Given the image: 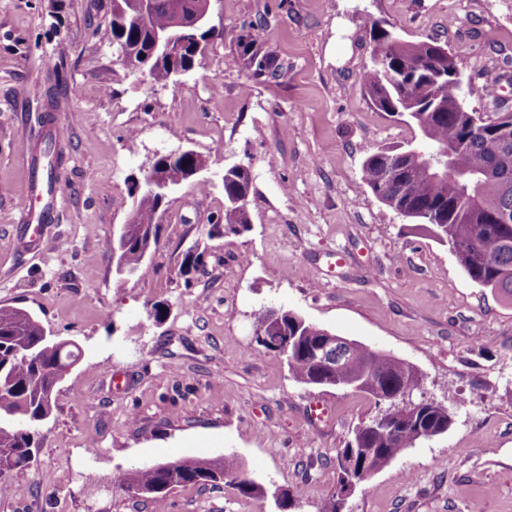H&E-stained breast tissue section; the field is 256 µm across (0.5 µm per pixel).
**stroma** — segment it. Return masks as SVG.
<instances>
[{"label": "stroma", "instance_id": "obj_1", "mask_svg": "<svg viewBox=\"0 0 512 512\" xmlns=\"http://www.w3.org/2000/svg\"><path fill=\"white\" fill-rule=\"evenodd\" d=\"M374 19L409 41L438 39L471 107L489 111L491 80L512 100V0H211L220 37L165 86L118 61L112 0H0V306L29 310L82 351L39 427L36 465L13 473L0 512H155L113 479L222 454L285 489L294 512H318L336 491L337 449L375 404L294 381L259 348L264 307L410 363L423 378L415 398L452 418L357 487L343 512H512V301L472 282L362 180L369 153L420 139L365 92ZM250 24L287 62L280 83L239 66ZM47 108L67 129L58 216L42 228L50 248L24 252L26 148L45 144L36 117ZM175 150L207 160L208 186L169 197L144 274L116 284L112 238L132 210L129 188ZM234 165L251 175L250 224L237 235L211 227ZM195 245L205 265L181 276ZM157 302L169 307L160 324L148 317ZM165 512L277 509L208 486L174 490Z\"/></svg>", "mask_w": 512, "mask_h": 512}]
</instances>
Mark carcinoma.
<instances>
[{
	"instance_id": "cac0c4a2",
	"label": "carcinoma",
	"mask_w": 512,
	"mask_h": 512,
	"mask_svg": "<svg viewBox=\"0 0 512 512\" xmlns=\"http://www.w3.org/2000/svg\"><path fill=\"white\" fill-rule=\"evenodd\" d=\"M203 0H155L149 22L141 24L114 7L112 34L130 47L137 63L144 62L150 79L167 85L172 70L192 69L198 55L187 48L173 58L153 57L156 31L176 32V17L195 14ZM375 47L364 74L366 93L383 112L406 114L420 129L424 145L404 150L384 149L366 157L363 181L391 210L435 228L459 265L474 282L512 298V223L490 224L488 218H512V132L499 135V118H485L467 106L455 57L435 41H406L386 20L371 22ZM239 65L254 77L277 83L288 74V63L263 50L255 27L238 36ZM452 153L451 170L433 172L417 156ZM167 177L178 183L185 177V162L178 158L157 161ZM248 169L224 171V231L237 233L249 224L239 199L250 193ZM165 200L141 190L134 199L140 224L127 241L121 260L126 269L141 272L147 255L160 242L156 223ZM278 329L270 339L291 337L283 353L294 379L318 386L332 380L313 362L310 350L325 342L327 330L306 322L290 310H279ZM74 346L62 348L47 338L39 319L29 311L0 306V496L10 491L9 475L32 466L39 448L38 428L51 414L60 374L67 362H79ZM348 371L363 378L357 390L377 399L403 385L420 387V377L395 356H381L359 343L347 356ZM392 433L358 427L345 447L337 450L339 482L358 470H380L413 446L448 431L452 422L441 404L419 408L412 419L395 409L379 412ZM224 484L248 498L265 497L268 490L255 482L232 455L216 462L183 458L173 466L143 464L114 480L133 495L162 503L167 495L186 487Z\"/></svg>"
}]
</instances>
